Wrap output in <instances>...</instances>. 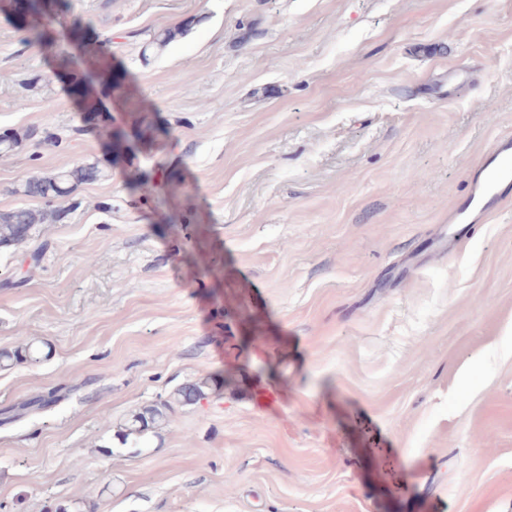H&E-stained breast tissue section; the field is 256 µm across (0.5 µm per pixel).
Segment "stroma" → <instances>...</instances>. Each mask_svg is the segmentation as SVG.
Instances as JSON below:
<instances>
[{"label": "stroma", "mask_w": 512, "mask_h": 512, "mask_svg": "<svg viewBox=\"0 0 512 512\" xmlns=\"http://www.w3.org/2000/svg\"><path fill=\"white\" fill-rule=\"evenodd\" d=\"M79 21L127 73L80 135L53 49L0 14V133L62 139L0 156V211L108 170L0 249V349L44 352L0 410L62 392L0 423V512H512V194L451 219L512 139V0H72L52 31ZM138 117L159 139L109 163ZM193 24L194 19H189L179 27H168L154 31L142 47V58L147 61L151 56L161 54L178 37L189 32ZM107 176L99 162L64 168L50 175H32L21 183L18 192L40 200L44 207L35 211L26 207L0 213V248H16L26 243L35 224L61 221L65 217L61 201L82 183ZM209 389V379L199 378L178 387L174 393V399L183 404H193L206 398ZM169 410L170 404L165 402L147 407L143 411L133 414L120 427L123 432V438L125 441L132 438L137 446L150 429L167 420Z\"/></svg>", "instance_id": "35a3bbf8"}]
</instances>
